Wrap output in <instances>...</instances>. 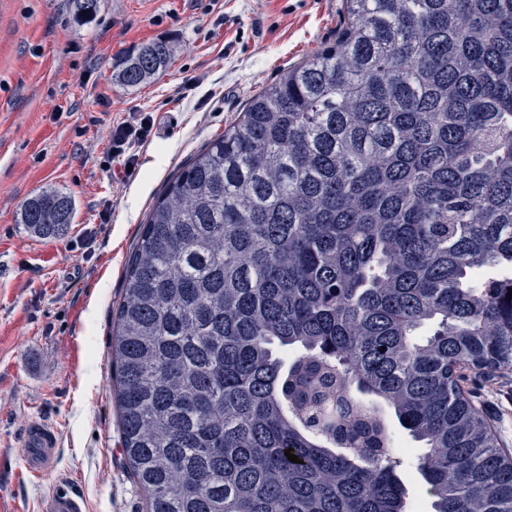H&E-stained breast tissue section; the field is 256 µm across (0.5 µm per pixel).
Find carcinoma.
Here are the masks:
<instances>
[{
  "label": "carcinoma",
  "mask_w": 512,
  "mask_h": 512,
  "mask_svg": "<svg viewBox=\"0 0 512 512\" xmlns=\"http://www.w3.org/2000/svg\"><path fill=\"white\" fill-rule=\"evenodd\" d=\"M336 43L254 95L152 204L112 321L145 512H512L464 389L512 369V0H344ZM142 47L135 87L171 56ZM74 202L21 212L65 232ZM298 456L292 463L287 449ZM407 455L403 458V463L398 469V474L405 483L409 499L416 506L414 512H430L431 501L425 492V486L421 476L416 470V455L413 449L406 451Z\"/></svg>",
  "instance_id": "1"
}]
</instances>
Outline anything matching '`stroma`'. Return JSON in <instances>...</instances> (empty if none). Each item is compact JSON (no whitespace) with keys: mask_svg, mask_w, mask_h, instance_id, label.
Instances as JSON below:
<instances>
[{"mask_svg":"<svg viewBox=\"0 0 512 512\" xmlns=\"http://www.w3.org/2000/svg\"><path fill=\"white\" fill-rule=\"evenodd\" d=\"M342 25V0H98L88 19L75 0H0V512H38L61 488L88 512H143L110 390L112 313L140 226L178 167ZM156 40L173 47L167 67L137 87L116 81ZM132 112L154 127L129 166L109 131ZM43 191L73 199L63 235L20 222ZM465 387L512 449V370L469 374ZM33 419L60 435L39 479L22 447ZM395 436L415 512H431L413 442Z\"/></svg>","mask_w":512,"mask_h":512,"instance_id":"1","label":"stroma"}]
</instances>
